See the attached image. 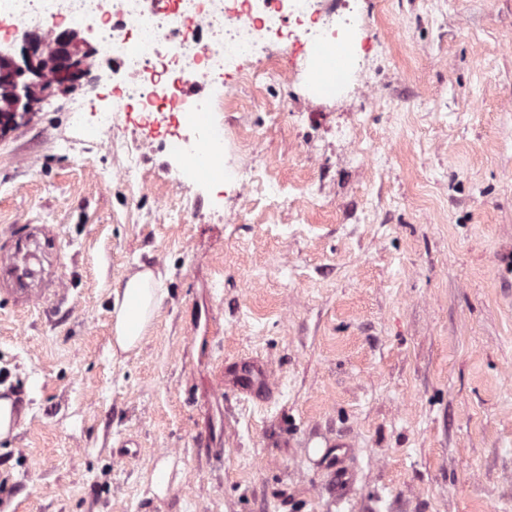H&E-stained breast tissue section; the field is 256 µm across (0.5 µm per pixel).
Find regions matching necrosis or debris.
I'll list each match as a JSON object with an SVG mask.
<instances>
[{
    "instance_id": "4bbe7bcc",
    "label": "necrosis or debris",
    "mask_w": 512,
    "mask_h": 512,
    "mask_svg": "<svg viewBox=\"0 0 512 512\" xmlns=\"http://www.w3.org/2000/svg\"><path fill=\"white\" fill-rule=\"evenodd\" d=\"M33 15L78 23L111 56L114 100L102 126L123 121L132 103L149 123L176 115L166 140L181 181L222 182L272 208L280 188L248 162L225 163L210 121L214 100L186 94L189 81L214 86L232 66L250 83L301 77L311 89L333 92L353 81L364 99L373 97L366 55L355 54L337 79L319 67L321 56L335 50L339 31L366 27L358 0H342L338 8L327 0H0L1 21L23 23ZM299 43L305 47L300 64L283 69L282 56ZM208 149L214 153L209 167L195 168L192 158Z\"/></svg>"
}]
</instances>
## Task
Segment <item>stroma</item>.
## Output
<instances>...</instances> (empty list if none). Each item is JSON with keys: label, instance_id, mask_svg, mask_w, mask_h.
Masks as SVG:
<instances>
[{"label": "stroma", "instance_id": "35a3bbf8", "mask_svg": "<svg viewBox=\"0 0 512 512\" xmlns=\"http://www.w3.org/2000/svg\"><path fill=\"white\" fill-rule=\"evenodd\" d=\"M376 106L300 82L215 109L303 207L223 184L158 220L171 159L136 110L145 186L84 145L112 86L84 77L0 135V240L51 225L61 299L0 294V512H512V0H362ZM81 104L80 119L71 108ZM361 122L354 162L339 129ZM167 295L112 354L114 290ZM244 357L272 391L225 385ZM179 479L152 490L159 461Z\"/></svg>", "mask_w": 512, "mask_h": 512}]
</instances>
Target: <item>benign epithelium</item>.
I'll list each match as a JSON object with an SVG mask.
<instances>
[{
    "mask_svg": "<svg viewBox=\"0 0 512 512\" xmlns=\"http://www.w3.org/2000/svg\"><path fill=\"white\" fill-rule=\"evenodd\" d=\"M95 50L76 31L51 32L42 37L32 31L21 42L19 54L0 53V97L9 106L0 109V131L35 111V105L54 90L76 89L89 72Z\"/></svg>",
    "mask_w": 512,
    "mask_h": 512,
    "instance_id": "obj_1",
    "label": "benign epithelium"
}]
</instances>
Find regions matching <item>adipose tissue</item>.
<instances>
[{
  "label": "adipose tissue",
  "instance_id": "obj_1",
  "mask_svg": "<svg viewBox=\"0 0 512 512\" xmlns=\"http://www.w3.org/2000/svg\"><path fill=\"white\" fill-rule=\"evenodd\" d=\"M166 296L161 275L145 269L130 277L112 299L113 354L136 349Z\"/></svg>",
  "mask_w": 512,
  "mask_h": 512
}]
</instances>
